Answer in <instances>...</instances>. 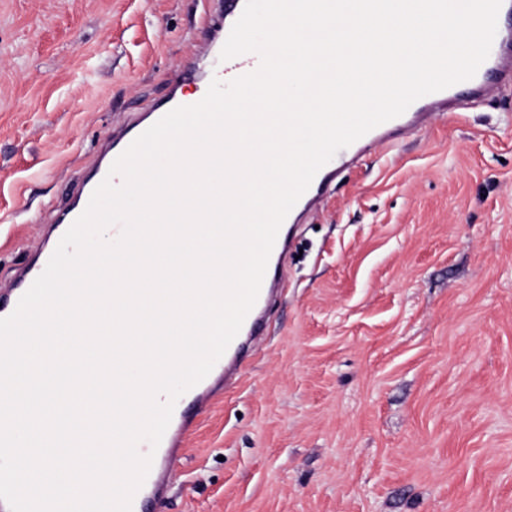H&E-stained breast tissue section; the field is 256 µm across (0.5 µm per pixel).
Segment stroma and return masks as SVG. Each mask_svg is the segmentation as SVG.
Wrapping results in <instances>:
<instances>
[{"instance_id":"1","label":"stroma","mask_w":512,"mask_h":512,"mask_svg":"<svg viewBox=\"0 0 512 512\" xmlns=\"http://www.w3.org/2000/svg\"><path fill=\"white\" fill-rule=\"evenodd\" d=\"M214 0H0V283ZM512 86L344 168L156 512H512Z\"/></svg>"}]
</instances>
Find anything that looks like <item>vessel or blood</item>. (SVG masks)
<instances>
[{
	"instance_id": "obj_1",
	"label": "vessel or blood",
	"mask_w": 512,
	"mask_h": 512,
	"mask_svg": "<svg viewBox=\"0 0 512 512\" xmlns=\"http://www.w3.org/2000/svg\"><path fill=\"white\" fill-rule=\"evenodd\" d=\"M244 7V0H231L227 15L217 16L206 27L205 40H212L219 35L228 36L230 21L239 19ZM258 65L259 58L256 54H243L221 62L216 70V76L219 80L227 82L254 71ZM502 84H512V41L507 39L502 41L500 47L491 49L488 58L471 79L415 100L402 115L373 128L350 146L338 151L317 172L307 191L288 213L287 225L280 227L278 231L258 299L247 314L240 331L228 345V358L217 361L209 377L193 386L192 401L188 408L174 409L171 418L174 431L163 436L160 450L153 456L150 472L132 499L131 512H145L147 504L165 499L168 463L179 453L180 443L196 415L210 403L215 391V382L238 374L250 344L261 334L269 300L286 285L285 261L293 243V225L300 223L306 215L319 207L340 170L356 162L367 152L395 143L409 132L428 126L440 113L457 111L459 90H466L472 97L478 98L495 92ZM186 102V97L178 92L177 88L170 90L166 101L154 105L150 112L125 123L117 132L111 134L101 146L93 171L79 184L72 203L60 209L53 223L46 225L45 238L64 235L85 211L97 185L106 178L117 157L151 125ZM51 255L52 252L47 247H38L31 259L17 268L8 285L0 289V318L14 312L25 290L30 288L44 271Z\"/></svg>"
}]
</instances>
